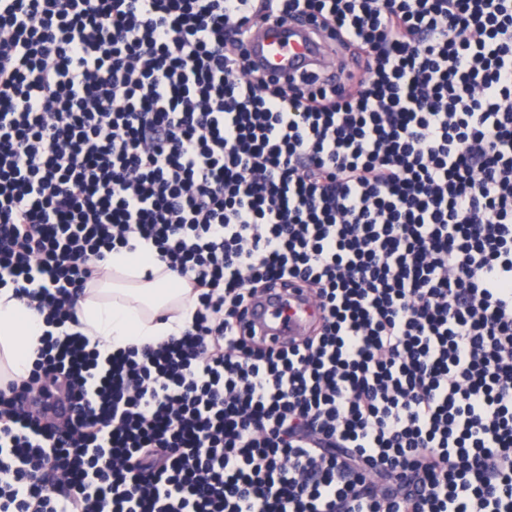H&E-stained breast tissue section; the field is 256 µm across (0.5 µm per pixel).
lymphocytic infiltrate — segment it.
Segmentation results:
<instances>
[{
	"label": "lymphocytic infiltrate",
	"mask_w": 512,
	"mask_h": 512,
	"mask_svg": "<svg viewBox=\"0 0 512 512\" xmlns=\"http://www.w3.org/2000/svg\"><path fill=\"white\" fill-rule=\"evenodd\" d=\"M269 18L336 78L256 70ZM139 239L195 311L105 355L74 308ZM276 283L321 316L271 347ZM6 287L0 512H512V0H0ZM284 302H289L292 306V319L288 324L275 318L278 305ZM316 317L317 309L312 297L278 285L248 307L239 320L238 327L246 334L256 332L258 336H264L269 341L283 343L290 336L300 335ZM13 288L0 289V379L25 377L32 353L47 329L13 296Z\"/></svg>",
	"instance_id": "1"
}]
</instances>
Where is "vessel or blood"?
Returning <instances> with one entry per match:
<instances>
[{
  "label": "vessel or blood",
  "instance_id": "1",
  "mask_svg": "<svg viewBox=\"0 0 512 512\" xmlns=\"http://www.w3.org/2000/svg\"><path fill=\"white\" fill-rule=\"evenodd\" d=\"M244 49L250 60L274 79L285 80L308 71L327 78L336 74L329 42L304 22L270 19L250 29ZM316 317L312 297L278 286L248 307L238 327L283 343L300 335Z\"/></svg>",
  "mask_w": 512,
  "mask_h": 512
}]
</instances>
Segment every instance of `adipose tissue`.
<instances>
[{
    "label": "adipose tissue",
    "mask_w": 512,
    "mask_h": 512,
    "mask_svg": "<svg viewBox=\"0 0 512 512\" xmlns=\"http://www.w3.org/2000/svg\"><path fill=\"white\" fill-rule=\"evenodd\" d=\"M194 310L191 290L165 271L148 243L112 251L75 310L77 330L105 352L182 333ZM45 324L12 289H0V378L26 376Z\"/></svg>",
    "instance_id": "adipose-tissue-1"
}]
</instances>
